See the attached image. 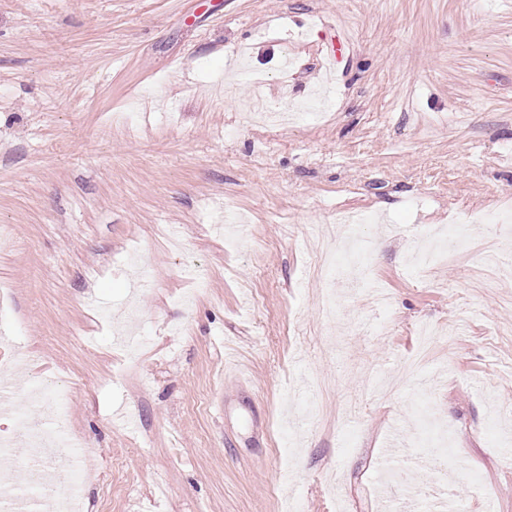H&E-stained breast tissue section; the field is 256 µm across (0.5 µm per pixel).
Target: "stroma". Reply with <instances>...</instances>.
<instances>
[{"label":"stroma","mask_w":512,"mask_h":512,"mask_svg":"<svg viewBox=\"0 0 512 512\" xmlns=\"http://www.w3.org/2000/svg\"><path fill=\"white\" fill-rule=\"evenodd\" d=\"M506 215L512 0H0V354L81 512H512Z\"/></svg>","instance_id":"obj_1"}]
</instances>
